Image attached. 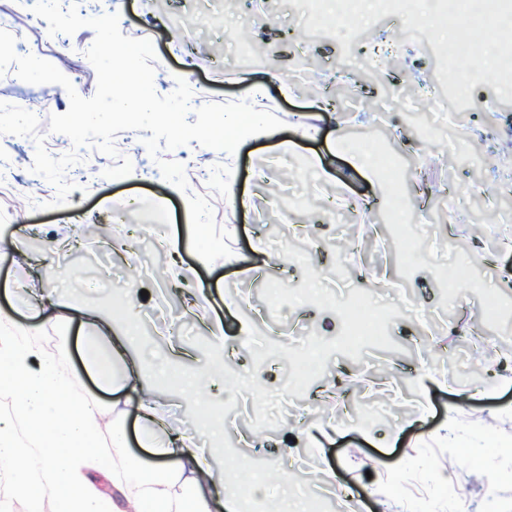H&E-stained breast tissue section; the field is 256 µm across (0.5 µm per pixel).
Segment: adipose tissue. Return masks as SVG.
<instances>
[{"label":"adipose tissue","instance_id":"ef3b65f1","mask_svg":"<svg viewBox=\"0 0 512 512\" xmlns=\"http://www.w3.org/2000/svg\"><path fill=\"white\" fill-rule=\"evenodd\" d=\"M74 379L0 310V396L16 408L0 414V480L9 490L32 505L49 501L54 512H212L204 490L211 462L184 435H145L155 461L131 470L123 465L127 436L113 431L112 492L103 494L87 477L98 463L92 448L103 412L72 394Z\"/></svg>","mask_w":512,"mask_h":512}]
</instances>
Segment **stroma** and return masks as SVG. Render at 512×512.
<instances>
[{
    "label": "stroma",
    "instance_id": "1",
    "mask_svg": "<svg viewBox=\"0 0 512 512\" xmlns=\"http://www.w3.org/2000/svg\"><path fill=\"white\" fill-rule=\"evenodd\" d=\"M78 3L83 16L116 12L121 31L132 38H151L156 51L154 87L171 93L177 78L189 85H207L209 99H240L250 83L263 84L269 111L286 126L269 138L246 139L234 154L190 144L169 152L182 163L191 192L206 195L219 225L228 227L239 262L206 265L190 248V224L183 196L161 177L152 158L145 171L123 179L105 178L111 157L83 149L77 186L66 207L33 211L34 202H48L56 191L43 184L36 201L21 200L16 187L33 174L32 151L15 135H0V170L10 172L11 187L0 190V211L9 213L0 225L7 255L0 258V309L11 312L46 354L80 377L87 398L110 405L112 394L100 390L84 369L99 344L97 320L83 325L39 323L27 287L34 270L52 269L46 287L61 295L60 274L79 260L90 267L85 279H96L107 291L129 288L147 335L159 337L162 358L191 369L206 367L202 349L189 336L211 339L220 328L228 346H235L245 323L260 338L299 347L310 334L338 322V315L315 305H283L279 320L262 298L267 281L264 262L277 255V281L298 288L303 269L284 258L283 246L303 250L321 285L346 300L360 289L399 314L387 326L397 354L365 347L359 359L331 354L324 374L304 396L285 395L278 428L253 431L256 402L249 391L237 396L224 418L231 446L254 461L279 463L297 481L308 472L328 504L337 491L353 493L350 512H512V385L501 384L496 369L512 364L502 355L498 339H512V102L502 101L493 86L477 84L472 104L459 109L437 77L438 58L427 35L404 28L402 16L381 17L364 36L380 47L373 62L344 53L328 35L308 34L303 11L288 0H240L236 13L225 15L216 30L202 33L184 27L181 40L169 36L182 16L173 0H61ZM35 0H0V27L23 34L27 50L57 62L59 37L50 36L36 16ZM248 25L256 48L251 57L234 45L237 29ZM399 94L401 102L384 112H368L362 101H345L340 112L321 111L317 99L302 86L314 83L335 88L344 82ZM44 85L0 78V102L30 108L49 106L61 114L69 107L62 86L52 103L44 101ZM447 111V125L435 126L433 105ZM435 134L421 136L419 125ZM312 136H304L305 127ZM474 143L479 167L463 160L458 142ZM376 146L398 164L385 182L371 186L355 157ZM281 179V194L269 201L260 192L264 177ZM339 198L354 221L332 223L321 203L326 191ZM159 203L166 226L178 229L180 263L188 282L200 295H184L154 275L158 262L169 259L161 236L150 238L149 251L133 239L128 252L109 253L105 242L82 240L80 227L104 223L111 204L128 199ZM407 217L393 225L394 203ZM416 239L420 253L407 260L404 239ZM434 378L422 387L423 374ZM342 380L344 396L333 399L336 412L349 415L360 401L378 399L381 419L373 430L346 422L331 439L314 444L310 431L324 427L313 406L322 389ZM162 429L190 436L195 447L211 441L186 424L189 403L175 393L161 395ZM454 419V447H442L439 434ZM489 434L505 449L493 452L485 465H475L472 435Z\"/></svg>",
    "mask_w": 512,
    "mask_h": 512
}]
</instances>
